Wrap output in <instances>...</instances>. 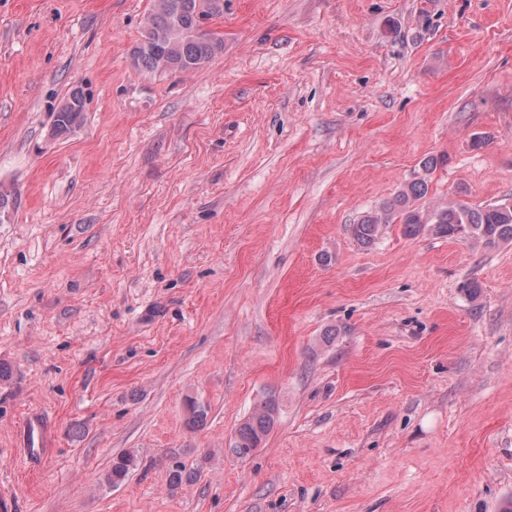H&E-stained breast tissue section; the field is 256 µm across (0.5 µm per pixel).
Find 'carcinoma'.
Here are the masks:
<instances>
[{"label":"carcinoma","instance_id":"cac0c4a2","mask_svg":"<svg viewBox=\"0 0 512 512\" xmlns=\"http://www.w3.org/2000/svg\"><path fill=\"white\" fill-rule=\"evenodd\" d=\"M224 13V0H151L142 39L131 51L133 66L146 72H191L202 68L223 50V42L203 30L206 21ZM86 98L80 89L70 92L54 112L53 132L66 135L84 122ZM424 179L405 185L392 200L361 217L352 231L362 246H372L392 224L415 236L426 227L441 236L474 238L486 245L512 241V201L472 207L450 202L426 216L415 203L427 195ZM189 424L200 426L208 416L207 406L193 398L187 401ZM279 403L269 396L243 420L229 442L239 459L250 457L274 428ZM136 466V455L128 452L112 462L107 481L118 485Z\"/></svg>","mask_w":512,"mask_h":512}]
</instances>
